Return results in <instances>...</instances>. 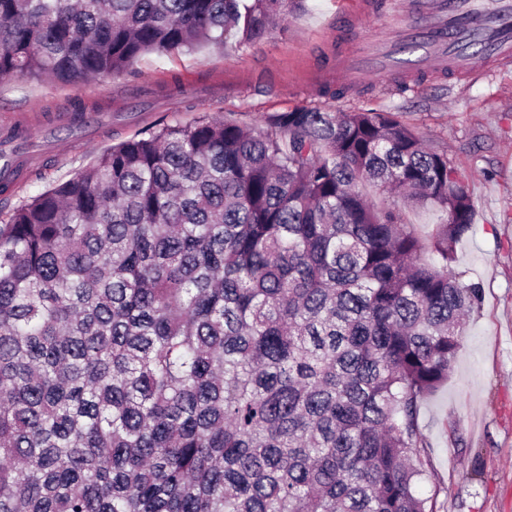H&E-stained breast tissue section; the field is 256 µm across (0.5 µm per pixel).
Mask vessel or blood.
<instances>
[{"mask_svg": "<svg viewBox=\"0 0 512 512\" xmlns=\"http://www.w3.org/2000/svg\"><path fill=\"white\" fill-rule=\"evenodd\" d=\"M418 15L427 16L430 26L416 59L400 62L396 46L380 40L364 41L354 53H337V75L349 86L365 74L400 76L433 66L472 75L483 66L481 59L465 49L466 43L475 39L485 42L489 57L499 67L512 66V0H488L484 5L479 0H358L352 21L360 28L371 19L403 33Z\"/></svg>", "mask_w": 512, "mask_h": 512, "instance_id": "vessel-or-blood-1", "label": "vessel or blood"}]
</instances>
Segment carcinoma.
<instances>
[{"instance_id":"carcinoma-1","label":"carcinoma","mask_w":512,"mask_h":512,"mask_svg":"<svg viewBox=\"0 0 512 512\" xmlns=\"http://www.w3.org/2000/svg\"><path fill=\"white\" fill-rule=\"evenodd\" d=\"M288 0H0V79L250 43ZM441 212L429 243L394 205ZM397 113L203 114L0 214V512H434L418 424L481 288Z\"/></svg>"}]
</instances>
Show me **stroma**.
<instances>
[{"instance_id":"stroma-1","label":"stroma","mask_w":512,"mask_h":512,"mask_svg":"<svg viewBox=\"0 0 512 512\" xmlns=\"http://www.w3.org/2000/svg\"><path fill=\"white\" fill-rule=\"evenodd\" d=\"M335 34L334 0H293L284 21L247 45L148 54L119 77L78 84L0 80L1 121L67 112L75 102L112 115L85 142L64 128L49 142L32 126L31 151L42 163L14 192L0 194V212L69 179L112 145L203 112L253 129L269 113L317 102L399 113L468 177L476 223L456 246L454 268L482 288L447 385L420 406L432 479L419 492L433 497L435 512H512V70L472 76L432 69L405 83L377 76L357 94L321 100L307 81L324 68Z\"/></svg>"}]
</instances>
